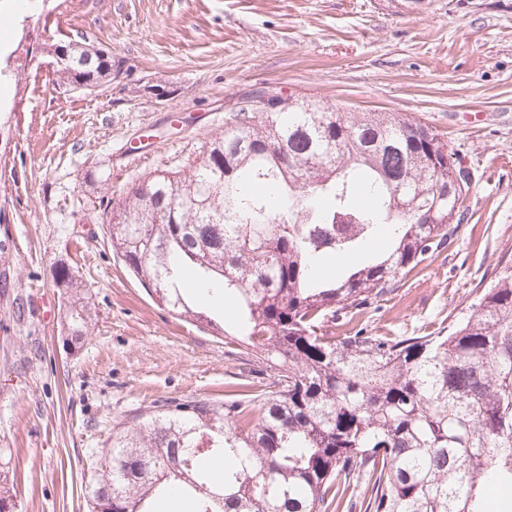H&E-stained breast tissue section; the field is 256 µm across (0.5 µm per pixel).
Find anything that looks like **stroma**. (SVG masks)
<instances>
[{
  "label": "stroma",
  "instance_id": "35a3bbf8",
  "mask_svg": "<svg viewBox=\"0 0 512 512\" xmlns=\"http://www.w3.org/2000/svg\"><path fill=\"white\" fill-rule=\"evenodd\" d=\"M107 49L122 83L53 82L42 43ZM0 462L14 512H89L91 454L144 408L223 402L278 373L158 306L113 253L104 210L224 129L250 85L401 112L472 168L447 248L408 273L372 333L426 335L512 262V0H40L0 41ZM65 266L92 322L72 342ZM23 315H16V301Z\"/></svg>",
  "mask_w": 512,
  "mask_h": 512
}]
</instances>
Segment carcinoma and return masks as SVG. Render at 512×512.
<instances>
[{"instance_id":"obj_1","label":"carcinoma","mask_w":512,"mask_h":512,"mask_svg":"<svg viewBox=\"0 0 512 512\" xmlns=\"http://www.w3.org/2000/svg\"><path fill=\"white\" fill-rule=\"evenodd\" d=\"M64 52L57 83L112 82L91 44ZM112 200L110 240L147 294L278 367L275 389L172 402L134 417L98 450L93 512H512V264L448 332L376 336L352 325L448 245L471 174L444 136L399 112L298 100L238 112L182 171ZM381 254L365 251L381 229ZM343 261L328 278L320 263ZM195 275L233 305L221 314L182 287ZM71 336L89 302L69 269ZM339 322L342 336L324 332ZM260 403L259 414L253 404Z\"/></svg>"}]
</instances>
